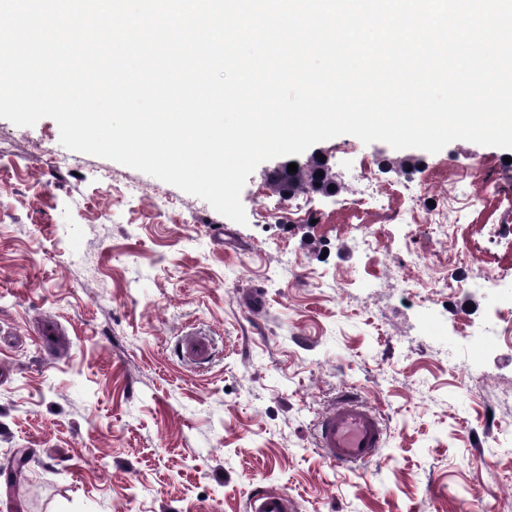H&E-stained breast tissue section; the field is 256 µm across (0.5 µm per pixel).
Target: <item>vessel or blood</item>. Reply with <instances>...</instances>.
I'll list each match as a JSON object with an SVG mask.
<instances>
[{"label": "vessel or blood", "instance_id": "vessel-or-blood-1", "mask_svg": "<svg viewBox=\"0 0 512 512\" xmlns=\"http://www.w3.org/2000/svg\"><path fill=\"white\" fill-rule=\"evenodd\" d=\"M182 355L192 362H204L212 355V345L203 336L187 339ZM387 429L381 415L353 393H345L318 422L315 446L332 465L346 468L373 460L383 447ZM249 512H298L296 500L287 493L260 488L248 501Z\"/></svg>", "mask_w": 512, "mask_h": 512}]
</instances>
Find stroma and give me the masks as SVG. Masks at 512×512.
<instances>
[{"instance_id": "stroma-1", "label": "stroma", "mask_w": 512, "mask_h": 512, "mask_svg": "<svg viewBox=\"0 0 512 512\" xmlns=\"http://www.w3.org/2000/svg\"><path fill=\"white\" fill-rule=\"evenodd\" d=\"M59 136L48 117L0 119V467L30 457L20 483L0 480V512H247L264 486L298 512H499L512 453L485 438L512 428V406L485 394L512 393V344L483 349L461 326L512 330L495 318L512 242L489 235L512 220L506 149L341 135L324 142L336 193L282 197L266 161L241 191L240 225ZM361 156L378 163L383 208L341 204L362 192ZM462 187L474 201L439 237L432 207ZM412 206L419 223H398ZM452 247L473 255L468 280L503 281L432 287ZM196 334L213 344L204 364L176 355ZM345 390L387 427L379 455L350 470L312 438Z\"/></svg>"}]
</instances>
